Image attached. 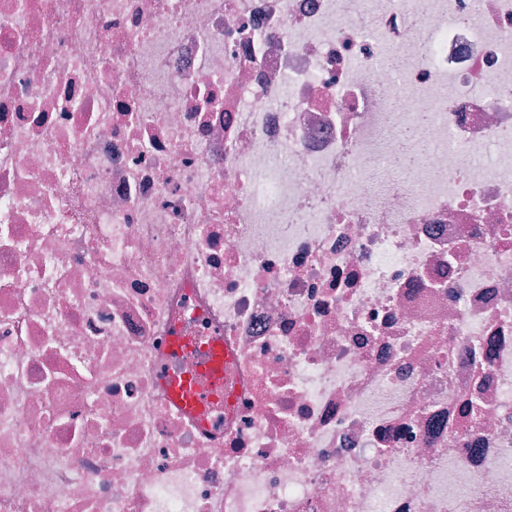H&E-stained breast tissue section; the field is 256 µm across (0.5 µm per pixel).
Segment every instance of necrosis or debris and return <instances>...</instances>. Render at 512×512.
<instances>
[{
	"label": "necrosis or debris",
	"mask_w": 512,
	"mask_h": 512,
	"mask_svg": "<svg viewBox=\"0 0 512 512\" xmlns=\"http://www.w3.org/2000/svg\"><path fill=\"white\" fill-rule=\"evenodd\" d=\"M0 512H512V0H0ZM224 372V352L219 344H214L210 349V357L202 368V373L214 384L222 382ZM172 391L177 403L185 410L200 416L208 396L199 389L196 378H183L181 381L173 378Z\"/></svg>",
	"instance_id": "1"
}]
</instances>
